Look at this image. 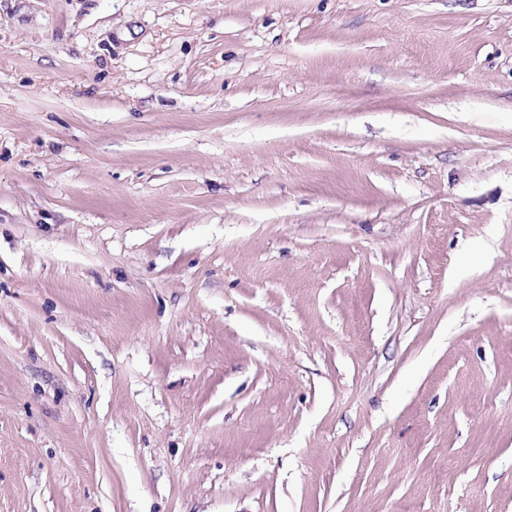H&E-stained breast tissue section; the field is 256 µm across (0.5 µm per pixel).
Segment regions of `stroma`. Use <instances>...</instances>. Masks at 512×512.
Here are the masks:
<instances>
[{
	"instance_id": "1",
	"label": "stroma",
	"mask_w": 512,
	"mask_h": 512,
	"mask_svg": "<svg viewBox=\"0 0 512 512\" xmlns=\"http://www.w3.org/2000/svg\"><path fill=\"white\" fill-rule=\"evenodd\" d=\"M0 512H512V0H0Z\"/></svg>"
}]
</instances>
